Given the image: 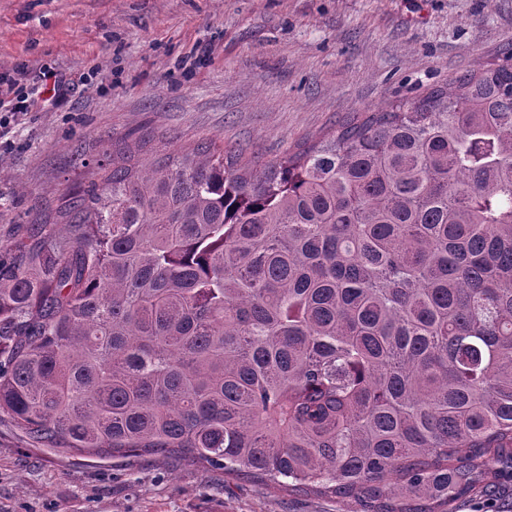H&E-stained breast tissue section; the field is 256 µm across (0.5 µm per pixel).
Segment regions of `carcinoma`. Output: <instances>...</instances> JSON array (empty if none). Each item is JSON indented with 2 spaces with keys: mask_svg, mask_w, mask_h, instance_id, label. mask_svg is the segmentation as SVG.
Masks as SVG:
<instances>
[{
  "mask_svg": "<svg viewBox=\"0 0 512 512\" xmlns=\"http://www.w3.org/2000/svg\"><path fill=\"white\" fill-rule=\"evenodd\" d=\"M152 142L0 254V413L360 512L512 488V53L267 162Z\"/></svg>",
  "mask_w": 512,
  "mask_h": 512,
  "instance_id": "1",
  "label": "carcinoma"
}]
</instances>
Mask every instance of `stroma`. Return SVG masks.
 <instances>
[{
    "label": "stroma",
    "mask_w": 512,
    "mask_h": 512,
    "mask_svg": "<svg viewBox=\"0 0 512 512\" xmlns=\"http://www.w3.org/2000/svg\"><path fill=\"white\" fill-rule=\"evenodd\" d=\"M512 49V0H0V78H62L0 122V251L150 133L270 160ZM187 462L34 445L0 421V512H357Z\"/></svg>",
    "instance_id": "obj_1"
}]
</instances>
